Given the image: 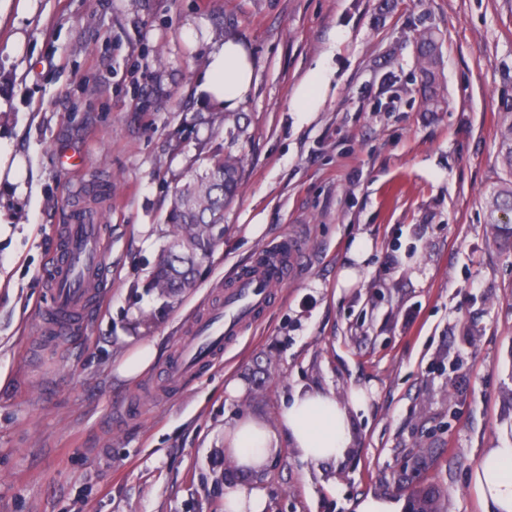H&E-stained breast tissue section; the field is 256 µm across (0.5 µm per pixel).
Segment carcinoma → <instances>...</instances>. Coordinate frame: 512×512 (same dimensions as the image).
<instances>
[{
  "instance_id": "carcinoma-1",
  "label": "carcinoma",
  "mask_w": 512,
  "mask_h": 512,
  "mask_svg": "<svg viewBox=\"0 0 512 512\" xmlns=\"http://www.w3.org/2000/svg\"><path fill=\"white\" fill-rule=\"evenodd\" d=\"M417 53L427 110L440 106L441 59L435 32L420 31ZM497 162L504 178L485 198L490 215L494 243L512 245V224H503L500 215L512 214V94L505 92L499 104ZM208 165L195 173L189 182V192L176 189L167 223L174 237L173 248L158 262L150 286L161 296H172L195 286L196 266L201 256L213 254L216 244V225L224 223V207L238 194L242 160L220 152L207 158Z\"/></svg>"
}]
</instances>
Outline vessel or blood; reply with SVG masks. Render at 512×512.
<instances>
[{"instance_id":"obj_1","label":"vessel or blood","mask_w":512,"mask_h":512,"mask_svg":"<svg viewBox=\"0 0 512 512\" xmlns=\"http://www.w3.org/2000/svg\"><path fill=\"white\" fill-rule=\"evenodd\" d=\"M298 249L296 238L281 236L238 270L224 299L199 315L188 337L165 366L168 387L177 389L221 357L266 309L273 288L283 283ZM108 275L104 225L90 214H71L58 227V247L49 263L47 282L53 304L39 317L42 334L52 338L81 329L99 306Z\"/></svg>"}]
</instances>
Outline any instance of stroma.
<instances>
[{"instance_id": "obj_1", "label": "stroma", "mask_w": 512, "mask_h": 512, "mask_svg": "<svg viewBox=\"0 0 512 512\" xmlns=\"http://www.w3.org/2000/svg\"><path fill=\"white\" fill-rule=\"evenodd\" d=\"M426 27L441 46L436 112L416 60ZM229 38L254 68L232 111L196 81ZM322 59L324 101L293 111ZM507 90L512 0H30L22 21L1 18L0 135L27 191L0 188V512H224L225 418L276 426L298 389L361 390L368 405L340 461L280 442L251 477L266 512H355L431 488L441 512H487L481 453L512 444V250L491 245L484 207ZM215 151L242 157L240 193L196 288L168 301L149 279L174 190ZM79 204L107 228L111 280L79 334L50 340L46 264ZM283 234L299 256L261 321L167 389L194 317ZM361 237L369 269L346 287ZM141 343L156 361L120 377ZM403 502L391 497H376L368 495L360 498L355 512H404Z\"/></svg>"}]
</instances>
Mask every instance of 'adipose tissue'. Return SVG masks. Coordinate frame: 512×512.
<instances>
[{
  "mask_svg": "<svg viewBox=\"0 0 512 512\" xmlns=\"http://www.w3.org/2000/svg\"><path fill=\"white\" fill-rule=\"evenodd\" d=\"M325 62H317L293 93L294 109L316 111L331 80ZM253 64L246 48L229 39L215 48L197 77L198 90L206 100L234 109L249 93ZM360 391L348 399L321 389L296 390L283 402L278 428L252 419L234 418L224 423V452L235 465L243 482L229 485L224 494V512H265L267 493L248 484V476L268 468L287 438L298 456L314 464L337 460L351 445L350 412L366 407ZM478 479L489 512H512V445L488 449L481 457Z\"/></svg>",
  "mask_w": 512,
  "mask_h": 512,
  "instance_id": "ef3b65f1",
  "label": "adipose tissue"
}]
</instances>
